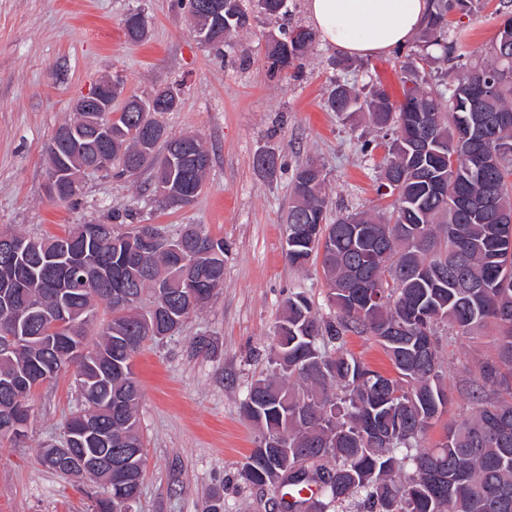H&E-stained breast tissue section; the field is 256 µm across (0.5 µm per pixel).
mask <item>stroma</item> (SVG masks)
I'll return each mask as SVG.
<instances>
[{"label": "stroma", "mask_w": 512, "mask_h": 512, "mask_svg": "<svg viewBox=\"0 0 512 512\" xmlns=\"http://www.w3.org/2000/svg\"><path fill=\"white\" fill-rule=\"evenodd\" d=\"M498 3L484 0L480 12L458 17L468 33V59L495 40ZM136 9L151 21L140 43L128 40L122 24ZM310 25L306 0H287L283 16H252L218 55L196 42L188 0H0V227L43 237L109 221L117 210L126 230L153 224L172 235L198 224L226 245L224 285L211 303L179 334L147 343L134 359L145 459L139 512H205L215 495L226 512H276L272 488L239 476L257 437L241 404L250 385L272 370L269 347L288 296L305 293L323 315L331 313L320 263L298 269L286 258L293 174L312 159L325 169L334 206L358 212L388 204L376 191L385 156L378 136L363 120L342 121L324 100L335 82L369 80L401 100L411 48L356 57L344 68L333 65L336 50L319 39L299 68L270 72L269 34ZM106 73L121 76L129 95L181 84L180 109L162 120L170 132L200 134L212 158L207 186L189 207L156 208L145 173L131 180L89 172L72 200L48 196L45 146L73 103ZM265 146L279 154L271 177L253 167ZM200 340L208 350L194 351ZM485 350V342L465 338L444 347L452 401L427 430L424 447L441 440L445 423L468 416L456 377ZM77 406L68 373L37 390L26 437L0 441V512H91L92 484L39 462Z\"/></svg>", "instance_id": "35a3bbf8"}]
</instances>
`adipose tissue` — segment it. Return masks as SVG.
I'll return each mask as SVG.
<instances>
[{"mask_svg": "<svg viewBox=\"0 0 512 512\" xmlns=\"http://www.w3.org/2000/svg\"><path fill=\"white\" fill-rule=\"evenodd\" d=\"M324 42L350 56L370 57L404 44L424 26L428 0H307Z\"/></svg>", "mask_w": 512, "mask_h": 512, "instance_id": "adipose-tissue-1", "label": "adipose tissue"}]
</instances>
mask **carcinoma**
<instances>
[{
    "mask_svg": "<svg viewBox=\"0 0 512 512\" xmlns=\"http://www.w3.org/2000/svg\"><path fill=\"white\" fill-rule=\"evenodd\" d=\"M420 35L421 51L403 69V99L394 101L377 83L333 86L328 111L363 116L381 133L387 150L377 192L397 195L383 212L333 211L324 167L299 165L288 207L291 265L321 258L327 301L325 317L302 293L288 296L275 325L272 372L257 379L242 403L243 415L259 430L241 478L281 491L280 512H332L356 499L367 512H512V3L499 0L497 39L479 63H462L460 31L453 14L469 15L482 0H429ZM206 46L220 49L249 24L242 0L209 18L200 0H189ZM128 39L143 41L149 23L140 12L123 20ZM316 34L298 26L283 40L269 38L267 61L285 70L303 59ZM448 63L441 83L420 78L419 69ZM181 102L166 85L145 97L132 96L99 123L112 139L94 145L65 135L78 113L61 125L48 147L49 164L60 169L58 200L79 192L81 174L103 155L106 172L127 178L151 174L152 194L164 189L179 205L202 193L211 156L195 133L173 134L158 119ZM73 224L60 235L31 238L18 258L0 251V289L18 283L11 303L42 306L48 318L20 325L17 347L0 355V413L31 401L42 371L52 376L74 367L81 406L64 422L88 413L109 439L99 452L116 456L143 451L138 425L141 390L133 358L144 345L175 335L185 320L205 309L224 283V239L198 224L183 246L196 255L180 264L171 248L144 243V226L120 232L103 224ZM201 285L190 299L182 280ZM137 296L124 302L119 294ZM109 316L98 318V306ZM66 311L68 336L53 330L49 316ZM448 341L493 337L490 352L460 371L470 416L446 426L432 448L421 441L445 414L448 394L440 328ZM350 334L374 339L392 361L396 376L371 369L344 348ZM334 349H329V345ZM82 351L74 361L66 349ZM127 469L112 470L108 486L100 473L75 466L66 477L103 485L92 512H130L140 499L144 456ZM311 491L310 496L302 493Z\"/></svg>",
    "mask_w": 512,
    "mask_h": 512,
    "instance_id": "obj_1",
    "label": "carcinoma"
}]
</instances>
